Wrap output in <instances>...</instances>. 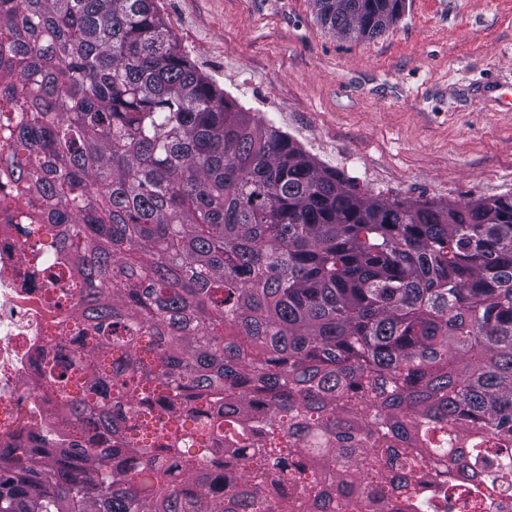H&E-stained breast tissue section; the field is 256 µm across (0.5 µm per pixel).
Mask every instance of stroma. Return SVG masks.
<instances>
[{
    "mask_svg": "<svg viewBox=\"0 0 512 512\" xmlns=\"http://www.w3.org/2000/svg\"><path fill=\"white\" fill-rule=\"evenodd\" d=\"M180 50L257 120L385 196L512 193V0H406L370 40L312 0H157Z\"/></svg>",
    "mask_w": 512,
    "mask_h": 512,
    "instance_id": "obj_1",
    "label": "stroma"
}]
</instances>
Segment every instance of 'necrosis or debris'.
<instances>
[{
    "mask_svg": "<svg viewBox=\"0 0 512 512\" xmlns=\"http://www.w3.org/2000/svg\"><path fill=\"white\" fill-rule=\"evenodd\" d=\"M28 251L0 210V448H20L29 435L65 417L63 402L45 384L48 362L72 350L77 301L67 284L22 287Z\"/></svg>",
    "mask_w": 512,
    "mask_h": 512,
    "instance_id": "obj_1",
    "label": "necrosis or debris"
}]
</instances>
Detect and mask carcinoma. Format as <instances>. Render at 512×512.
I'll use <instances>...</instances> for the list:
<instances>
[{"label":"carcinoma","instance_id":"1","mask_svg":"<svg viewBox=\"0 0 512 512\" xmlns=\"http://www.w3.org/2000/svg\"><path fill=\"white\" fill-rule=\"evenodd\" d=\"M374 39L405 0H313ZM0 202L78 290L75 419L0 512H490L512 479V194L383 197L184 55L155 0H0Z\"/></svg>","mask_w":512,"mask_h":512}]
</instances>
